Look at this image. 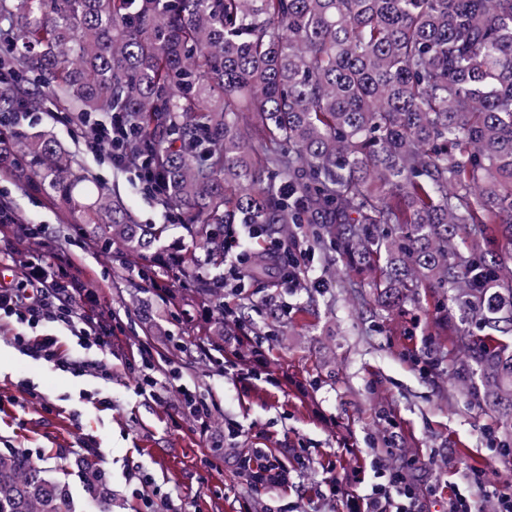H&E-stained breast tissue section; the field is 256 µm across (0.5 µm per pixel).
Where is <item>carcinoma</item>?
Returning <instances> with one entry per match:
<instances>
[{"mask_svg":"<svg viewBox=\"0 0 512 512\" xmlns=\"http://www.w3.org/2000/svg\"><path fill=\"white\" fill-rule=\"evenodd\" d=\"M0 114L46 101L127 125L129 163L164 178L195 291L224 308L227 230L311 225L347 286L398 309L430 293L512 333V0H0ZM0 177L118 253L166 259L45 131L0 124ZM208 274L197 275L198 265ZM271 278L264 250L239 268ZM458 374L512 414V345L456 329ZM0 512H75L23 450L0 451Z\"/></svg>","mask_w":512,"mask_h":512,"instance_id":"cac0c4a2","label":"carcinoma"}]
</instances>
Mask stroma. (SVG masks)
Returning a JSON list of instances; mask_svg holds the SVG:
<instances>
[{"label": "stroma", "instance_id": "stroma-1", "mask_svg": "<svg viewBox=\"0 0 512 512\" xmlns=\"http://www.w3.org/2000/svg\"><path fill=\"white\" fill-rule=\"evenodd\" d=\"M30 131L51 133L70 149L142 224H170V245L183 231L176 213L145 195L134 170L112 166L78 142L70 124L53 105L36 112ZM0 199L10 204L20 223L46 224L51 248L74 249L90 234L69 221L56 206L11 181L0 180ZM138 258L101 253L88 255L85 273L102 286L103 310L121 324L111 344L88 350L91 358L114 366L111 381L75 377L22 355L0 337V448H20L66 487L76 512H95V496L112 500V512H136L138 502L125 481L127 464L136 461L152 475L159 497L177 495L196 512H238L242 499L257 501L265 512H309L306 494L362 470L358 494L375 481L374 455L383 451L387 420L397 424L398 460L417 458L421 484L435 487L427 512H444L453 491L474 496L483 512H493L473 485L475 473L489 484L512 480V421L491 411L462 385L454 369L434 367L404 356L409 345L446 346L452 328L439 325L433 307L407 303L386 311L372 289L345 288L329 276L322 255L307 262L302 274L328 283L324 292H288L287 320L277 321L264 341L268 367L260 378L237 380L229 364L196 351L210 317L204 307L187 305L172 312L165 299L132 275ZM314 306H306L307 298ZM148 344L173 359L183 382L196 390L220 425L237 424L243 447L261 445L300 472L301 483L279 497L248 484L232 461L209 465L211 441L222 430L204 433L190 418L177 417L167 404L144 399L136 378L120 365L129 347ZM111 397L104 410L96 396ZM93 439L94 450L83 448ZM97 461L102 482L89 494L84 482L86 458Z\"/></svg>", "mask_w": 512, "mask_h": 512}]
</instances>
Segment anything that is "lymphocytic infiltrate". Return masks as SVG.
Segmentation results:
<instances>
[{
	"instance_id": "lymphocytic-infiltrate-1",
	"label": "lymphocytic infiltrate",
	"mask_w": 512,
	"mask_h": 512,
	"mask_svg": "<svg viewBox=\"0 0 512 512\" xmlns=\"http://www.w3.org/2000/svg\"><path fill=\"white\" fill-rule=\"evenodd\" d=\"M99 304L97 288L86 279L74 256L31 251L14 242L0 249V323L22 325V332L11 341L24 354L57 370L111 379V367L62 351L58 336L42 330L45 324L59 323L72 327L82 345L107 346L114 328ZM241 436L238 427L225 426L220 443L224 458L245 471L251 486L270 495L287 490V465L263 448L240 450ZM372 468L377 481L369 493L351 494L336 479L328 485L330 494L345 498L348 512H424L422 500L427 493L419 488L411 465L389 467L376 459Z\"/></svg>"
}]
</instances>
